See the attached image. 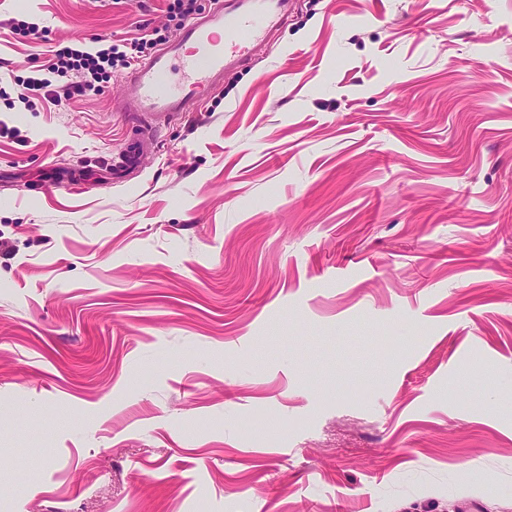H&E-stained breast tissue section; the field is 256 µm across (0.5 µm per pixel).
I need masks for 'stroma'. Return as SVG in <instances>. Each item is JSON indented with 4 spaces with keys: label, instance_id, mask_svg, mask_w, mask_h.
I'll list each match as a JSON object with an SVG mask.
<instances>
[{
    "label": "stroma",
    "instance_id": "obj_1",
    "mask_svg": "<svg viewBox=\"0 0 512 512\" xmlns=\"http://www.w3.org/2000/svg\"><path fill=\"white\" fill-rule=\"evenodd\" d=\"M156 29L0 0V512H512V0H291L116 181L18 83Z\"/></svg>",
    "mask_w": 512,
    "mask_h": 512
}]
</instances>
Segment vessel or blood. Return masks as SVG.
<instances>
[{
  "mask_svg": "<svg viewBox=\"0 0 512 512\" xmlns=\"http://www.w3.org/2000/svg\"><path fill=\"white\" fill-rule=\"evenodd\" d=\"M288 10V0H213L205 17L189 19L179 38L141 61L127 76L123 109L161 124L194 111L224 79L225 69L247 61L264 32ZM190 76L179 88L167 83L173 61Z\"/></svg>",
  "mask_w": 512,
  "mask_h": 512,
  "instance_id": "obj_1",
  "label": "vessel or blood"
}]
</instances>
